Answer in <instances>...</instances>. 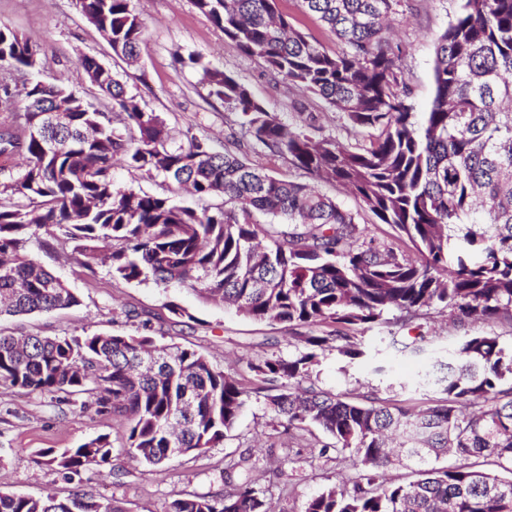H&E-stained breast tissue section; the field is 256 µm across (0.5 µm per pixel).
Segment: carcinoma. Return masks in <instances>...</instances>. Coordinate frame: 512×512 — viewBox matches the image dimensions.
<instances>
[{
	"instance_id": "cac0c4a2",
	"label": "carcinoma",
	"mask_w": 512,
	"mask_h": 512,
	"mask_svg": "<svg viewBox=\"0 0 512 512\" xmlns=\"http://www.w3.org/2000/svg\"><path fill=\"white\" fill-rule=\"evenodd\" d=\"M78 2L108 36L112 57L138 67L144 39L131 0ZM192 2L271 75L319 96L353 127L379 131L354 150L293 132L233 74L189 59L252 143L347 187L414 254L373 245L332 198L250 163L233 131L234 151L195 134L175 141L160 115L92 56L80 65L110 112L41 80L40 46L0 28V65L25 76L19 88L0 83V97L17 102L0 123V155H26L24 169L0 182V316L80 304L64 280L23 254L36 230L52 227L90 271L107 263L127 283L187 286L248 319L284 325L295 348L249 363L255 381L245 382L196 349L149 335L0 333V381L84 395L82 407L126 417L124 453L149 470L222 444L263 392L288 428H319L333 440L322 451L332 446L358 468L302 512H512V351L499 336L470 329L475 321L512 325V0H461L434 39L435 92L421 120L400 65L404 49L386 36L413 0H300L346 46L336 55L295 29L277 0ZM118 156L144 177L169 181V193L117 183ZM181 190L204 206L177 201ZM432 309L469 330L440 364L443 375L421 377L442 386L440 403L409 411L312 381L319 354H364L353 327ZM321 325L332 331L314 334ZM442 456L455 461L431 465ZM39 457L68 481L91 468L114 471L105 435ZM481 457L511 477L476 469L471 459ZM396 462L412 469L411 479L385 478ZM226 483L222 494L176 498L161 512H270L249 468L226 471ZM0 512L124 509L75 489L64 499L0 491Z\"/></svg>"
}]
</instances>
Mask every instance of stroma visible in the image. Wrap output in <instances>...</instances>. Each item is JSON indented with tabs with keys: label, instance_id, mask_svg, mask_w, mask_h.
<instances>
[{
	"label": "stroma",
	"instance_id": "stroma-1",
	"mask_svg": "<svg viewBox=\"0 0 512 512\" xmlns=\"http://www.w3.org/2000/svg\"><path fill=\"white\" fill-rule=\"evenodd\" d=\"M132 6L143 25L145 48L139 69L130 71L125 79L126 87L141 98L147 111L160 114L173 135L189 131L221 148L236 121L235 113L225 110L222 102L208 98L198 67L174 64L173 57L178 54L220 63L290 129L307 130L317 140L333 137L350 148L372 138L371 129H353L345 114L313 94L289 87L241 53L192 0H132ZM459 6L460 0H415L412 14L394 23L392 40L406 48L401 65L416 111H426L434 96L433 36L454 20ZM277 8L328 53L342 51L335 33L306 13L300 0H277ZM0 27L13 29L40 45L41 77L66 86L87 101H95L96 96L80 65L82 56L96 57L117 72L122 69L75 0H0ZM248 157L279 178L316 185L321 193L355 213L358 224L377 244H395V230L340 185L315 182L306 171L258 146L250 148ZM48 239V229L37 230L25 252L66 281L80 296V305L4 318L0 330L46 336L83 332L138 335L147 321L154 336L194 347L217 368L244 377L250 374V360L292 351L284 325L246 319L176 283H127L112 279L104 265L86 270L77 263L71 242L56 241L49 251L42 246ZM172 302L186 310L188 321H174L168 310ZM463 334L447 314L435 310L401 324L376 325L362 334L365 356L352 360L325 352L314 366L312 378L336 394L374 392L408 408L433 405L443 397L440 387H416V375L431 362L447 361ZM421 335L426 342L418 355L398 352L390 342L394 336ZM380 365L385 366V373H377ZM99 435L107 436L112 445L117 474L107 478L84 474L81 488L89 496L120 501L125 512H160L166 502L176 498L223 492L226 467L244 457L254 468L257 487L271 512H301L308 498L343 484L353 473L350 462L337 459L335 450L318 448L321 431L285 429L260 394L252 397L223 445L148 472L125 457L126 426L120 419L81 410L77 397L61 392L30 394L0 383V490L35 497L68 495L70 484L39 463V451L74 448Z\"/></svg>",
	"mask_w": 512,
	"mask_h": 512
}]
</instances>
